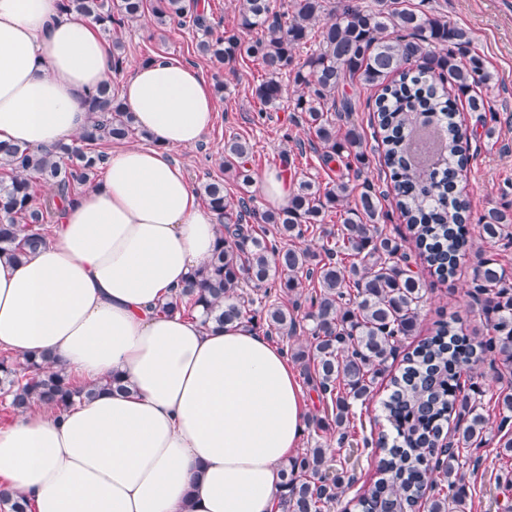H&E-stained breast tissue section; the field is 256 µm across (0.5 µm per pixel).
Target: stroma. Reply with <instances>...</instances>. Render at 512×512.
Wrapping results in <instances>:
<instances>
[{"label": "stroma", "instance_id": "1", "mask_svg": "<svg viewBox=\"0 0 512 512\" xmlns=\"http://www.w3.org/2000/svg\"><path fill=\"white\" fill-rule=\"evenodd\" d=\"M450 23L470 32L472 51L482 58L492 76L487 90L496 111V140L482 137L477 113L468 110L464 97H453L458 121L470 144V172L466 185L473 215L491 207L512 209V0H441ZM200 31L177 25L161 28L152 15H145L123 34L128 65L149 57L176 56L198 68L207 81L219 80L223 92L214 97L215 117L211 129L201 143L190 148L172 149V157L185 169L191 185L212 178H222L224 192L235 197L239 187L231 173L224 169V144L230 137L245 139L251 146L250 168L257 173L278 169L286 171L290 182L307 176L320 183L337 179L341 167H323L317 156H296L295 142L304 138L302 128L293 124L289 106L296 96L294 86H287L285 102L279 110L259 113L253 90L261 79L260 66L239 60L215 67L196 49ZM471 248L454 277L440 279L425 274L426 293L412 336L405 339L403 350H411L428 336L437 320L458 313L464 334H472L484 324L480 304L471 303L468 290L474 267L483 259L495 258L512 274V246L487 243L478 237L476 224L465 227ZM479 457L477 473L466 476L471 512H500L497 503L504 495L498 486L506 478L493 444L472 447Z\"/></svg>", "mask_w": 512, "mask_h": 512}]
</instances>
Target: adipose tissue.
I'll return each instance as SVG.
<instances>
[{
    "instance_id": "adipose-tissue-1",
    "label": "adipose tissue",
    "mask_w": 512,
    "mask_h": 512,
    "mask_svg": "<svg viewBox=\"0 0 512 512\" xmlns=\"http://www.w3.org/2000/svg\"><path fill=\"white\" fill-rule=\"evenodd\" d=\"M111 77L95 24L57 0H0V142L74 143ZM121 97L151 143L114 148L45 247L0 253V350L48 352L81 382L117 373L123 387L0 428V487L30 512H279L308 410L285 353L235 323L157 312L219 235L169 153L202 141L212 90L167 56L137 65Z\"/></svg>"
}]
</instances>
